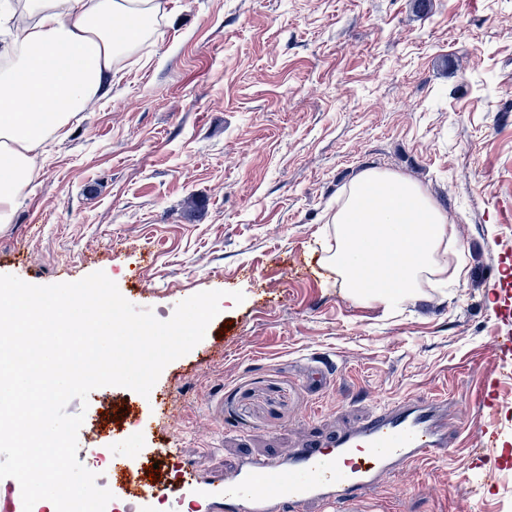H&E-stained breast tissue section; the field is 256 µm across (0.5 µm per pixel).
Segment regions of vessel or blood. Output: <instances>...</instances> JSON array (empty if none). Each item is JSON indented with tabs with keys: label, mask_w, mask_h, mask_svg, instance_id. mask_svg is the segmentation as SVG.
<instances>
[{
	"label": "vessel or blood",
	"mask_w": 512,
	"mask_h": 512,
	"mask_svg": "<svg viewBox=\"0 0 512 512\" xmlns=\"http://www.w3.org/2000/svg\"><path fill=\"white\" fill-rule=\"evenodd\" d=\"M460 437L448 432L428 403L383 406L344 432L306 440L273 459L243 454L234 470L208 477L163 448L161 462L178 460L181 496L202 503L204 512H356L378 485L418 461L443 454ZM140 450L114 451L115 499L130 500L137 512H154L163 480H150L139 465Z\"/></svg>",
	"instance_id": "1"
}]
</instances>
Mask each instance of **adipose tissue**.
Masks as SVG:
<instances>
[{
	"mask_svg": "<svg viewBox=\"0 0 512 512\" xmlns=\"http://www.w3.org/2000/svg\"><path fill=\"white\" fill-rule=\"evenodd\" d=\"M159 0H0L12 23L0 50V224L13 220L17 197L35 176L32 153L64 139L72 116L111 90L112 66L158 31ZM329 256L356 298L391 306L413 297L424 273L443 271L448 216L416 185L376 170L345 191L332 218ZM371 239L385 264L374 278L362 249Z\"/></svg>",
	"mask_w": 512,
	"mask_h": 512,
	"instance_id": "1",
	"label": "adipose tissue"
}]
</instances>
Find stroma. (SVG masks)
I'll list each match as a JSON object with an SVG mask.
<instances>
[{
    "label": "stroma",
    "mask_w": 512,
    "mask_h": 512,
    "mask_svg": "<svg viewBox=\"0 0 512 512\" xmlns=\"http://www.w3.org/2000/svg\"><path fill=\"white\" fill-rule=\"evenodd\" d=\"M157 35L119 58L110 93L35 156L0 224V274L50 285L101 271L154 316L222 290L204 339L169 363L170 422L142 448L233 467L424 396L460 427L445 456L388 479L389 512H512V0H161ZM418 185L448 215L467 274L426 280L393 311L350 296L326 258L344 191L366 170ZM245 299L235 303L232 292ZM333 378L306 388L307 362ZM497 379V400L477 395ZM78 441L112 414L148 415L124 387L72 400Z\"/></svg>",
    "instance_id": "35a3bbf8"
}]
</instances>
